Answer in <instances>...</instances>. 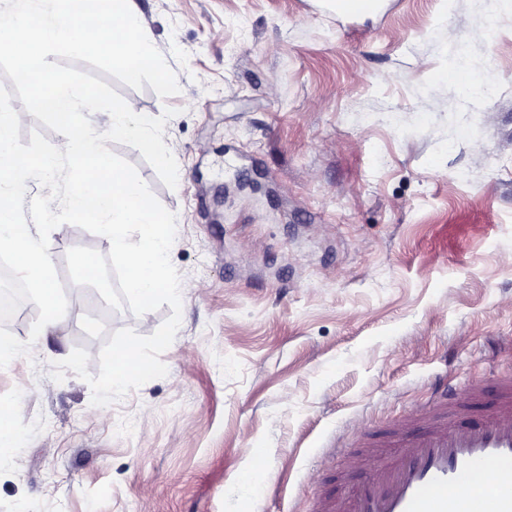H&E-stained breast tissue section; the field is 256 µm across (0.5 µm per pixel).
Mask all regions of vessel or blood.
<instances>
[{
  "instance_id": "b4317fda",
  "label": "vessel or blood",
  "mask_w": 512,
  "mask_h": 512,
  "mask_svg": "<svg viewBox=\"0 0 512 512\" xmlns=\"http://www.w3.org/2000/svg\"><path fill=\"white\" fill-rule=\"evenodd\" d=\"M436 408L405 415L381 440L361 443L353 460L369 467L345 480L316 512H512V373L493 392L440 382ZM486 400L478 422L469 401Z\"/></svg>"
}]
</instances>
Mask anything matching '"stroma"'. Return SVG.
Returning a JSON list of instances; mask_svg holds the SVG:
<instances>
[{"instance_id":"obj_1","label":"stroma","mask_w":512,"mask_h":512,"mask_svg":"<svg viewBox=\"0 0 512 512\" xmlns=\"http://www.w3.org/2000/svg\"><path fill=\"white\" fill-rule=\"evenodd\" d=\"M180 92L107 84L176 114L169 189L139 150L109 148L177 217L181 325L165 377L109 405L91 374L115 331L152 334L68 280L72 224L50 235L65 316L0 369L24 436L0 458V512H312L344 456L431 404L438 377L512 372V0H136ZM488 50L474 84L458 67ZM265 451L255 460L252 449ZM255 470L249 485L242 472Z\"/></svg>"}]
</instances>
